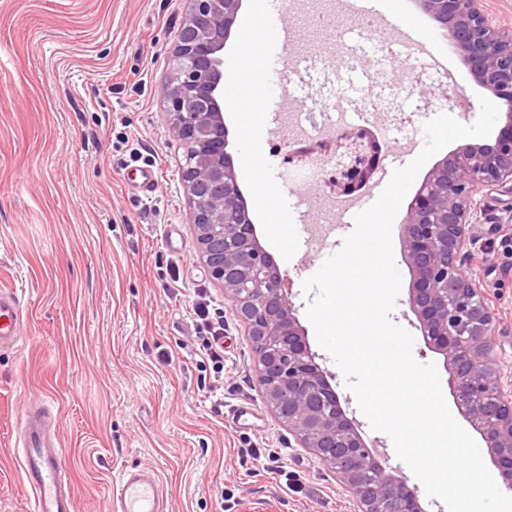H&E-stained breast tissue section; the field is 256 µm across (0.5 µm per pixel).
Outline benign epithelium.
Returning a JSON list of instances; mask_svg holds the SVG:
<instances>
[{
  "label": "benign epithelium",
  "instance_id": "1",
  "mask_svg": "<svg viewBox=\"0 0 512 512\" xmlns=\"http://www.w3.org/2000/svg\"><path fill=\"white\" fill-rule=\"evenodd\" d=\"M172 54L166 88L169 126L186 148L181 180L195 207L201 258L235 298L249 327L258 380L278 418L328 466L355 499L357 512H418L406 484L386 471L314 361L283 277L259 245L240 191L224 125V42L241 0H190ZM483 0H419L474 81L503 101L504 126L493 143L460 146L424 176L402 222L409 304L425 344L444 358L458 412L480 433L506 489L512 490V385L491 355L492 317L464 271L473 238L475 196L512 185V31L497 29ZM336 180L363 181L368 147L346 135Z\"/></svg>",
  "mask_w": 512,
  "mask_h": 512
}]
</instances>
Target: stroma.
<instances>
[{
	"mask_svg": "<svg viewBox=\"0 0 512 512\" xmlns=\"http://www.w3.org/2000/svg\"><path fill=\"white\" fill-rule=\"evenodd\" d=\"M187 0H0V287L20 285L28 337L0 349V512H29L16 433L24 409L46 403L60 414V438L76 512H109L113 478L131 465L154 467L168 512H354L351 493L311 449L301 447L267 404L246 325L231 294L210 277L201 257L193 205L181 182L186 149L167 121L165 89L171 52L188 14ZM329 13L337 31L313 23ZM294 28L293 59L322 56L321 72L285 71L268 47L258 94L264 123L249 132L225 112L234 164L256 168L238 183L250 213L278 205L298 249L281 257L265 230L258 240L277 261L315 361L365 441L392 448L372 430L330 355L316 345L306 317L303 281L333 255L330 243L302 246L308 224H337L349 196L369 207L376 178L350 190L333 186L319 157L290 160L292 142L343 132L331 101L359 111L381 136L377 168L394 170L419 153L412 128L445 110L441 91L454 77L472 124L482 90L428 17V55L413 63L384 48L387 66L372 84L344 82L351 39L364 16L342 0H278L270 14ZM150 165V197L127 186ZM398 211L392 229L402 284L394 322L414 338L413 355L439 367L409 307L412 274L403 260ZM466 270L493 317V354L512 380V190L477 196ZM224 316V370L202 361L190 309L198 295ZM223 387V401L212 390ZM252 404L258 420L233 423L236 406Z\"/></svg>",
	"mask_w": 512,
	"mask_h": 512,
	"instance_id": "stroma-1",
	"label": "stroma"
}]
</instances>
